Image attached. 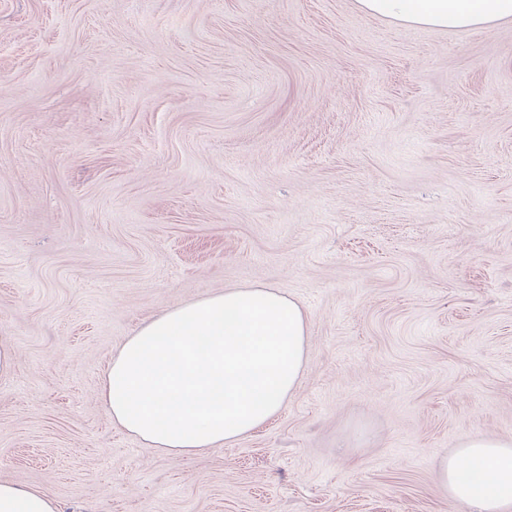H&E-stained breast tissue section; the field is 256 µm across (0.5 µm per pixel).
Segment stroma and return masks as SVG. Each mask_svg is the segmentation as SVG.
I'll return each instance as SVG.
<instances>
[{
  "label": "stroma",
  "mask_w": 512,
  "mask_h": 512,
  "mask_svg": "<svg viewBox=\"0 0 512 512\" xmlns=\"http://www.w3.org/2000/svg\"><path fill=\"white\" fill-rule=\"evenodd\" d=\"M295 298L279 415L191 456L98 401L165 309ZM0 482L60 512H470L436 479L512 438V20L355 0H0ZM365 14L411 26L476 29L512 20V0H356Z\"/></svg>",
  "instance_id": "obj_1"
}]
</instances>
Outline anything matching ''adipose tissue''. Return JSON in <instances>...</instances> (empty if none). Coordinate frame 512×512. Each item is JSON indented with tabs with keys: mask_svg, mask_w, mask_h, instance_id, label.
Instances as JSON below:
<instances>
[{
	"mask_svg": "<svg viewBox=\"0 0 512 512\" xmlns=\"http://www.w3.org/2000/svg\"><path fill=\"white\" fill-rule=\"evenodd\" d=\"M366 14L411 26L476 29L512 20V0H356ZM308 353L301 306L272 287L227 288L141 324L108 362L99 390L114 425L147 446L194 454L276 417ZM450 501L512 512V439L468 434L443 458ZM0 512H57L44 491L0 482Z\"/></svg>",
	"mask_w": 512,
	"mask_h": 512,
	"instance_id": "adipose-tissue-1",
	"label": "adipose tissue"
}]
</instances>
